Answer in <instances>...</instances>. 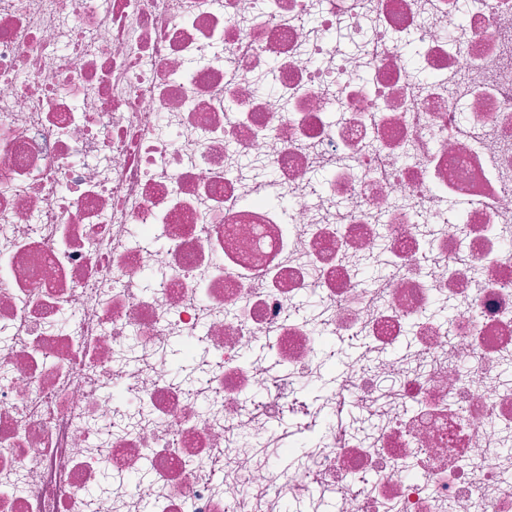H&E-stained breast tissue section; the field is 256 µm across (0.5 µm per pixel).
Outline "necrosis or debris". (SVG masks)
Instances as JSON below:
<instances>
[{
  "mask_svg": "<svg viewBox=\"0 0 512 512\" xmlns=\"http://www.w3.org/2000/svg\"><path fill=\"white\" fill-rule=\"evenodd\" d=\"M511 363L512 0H0V512H512Z\"/></svg>",
  "mask_w": 512,
  "mask_h": 512,
  "instance_id": "1",
  "label": "necrosis or debris"
}]
</instances>
